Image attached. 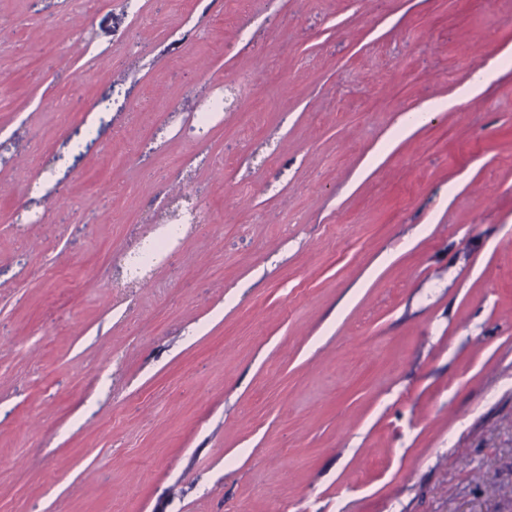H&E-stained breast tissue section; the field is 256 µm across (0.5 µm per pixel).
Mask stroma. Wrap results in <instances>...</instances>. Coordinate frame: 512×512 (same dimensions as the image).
<instances>
[{"mask_svg":"<svg viewBox=\"0 0 512 512\" xmlns=\"http://www.w3.org/2000/svg\"><path fill=\"white\" fill-rule=\"evenodd\" d=\"M0 512H512V0H0Z\"/></svg>","mask_w":512,"mask_h":512,"instance_id":"obj_1","label":"stroma"}]
</instances>
